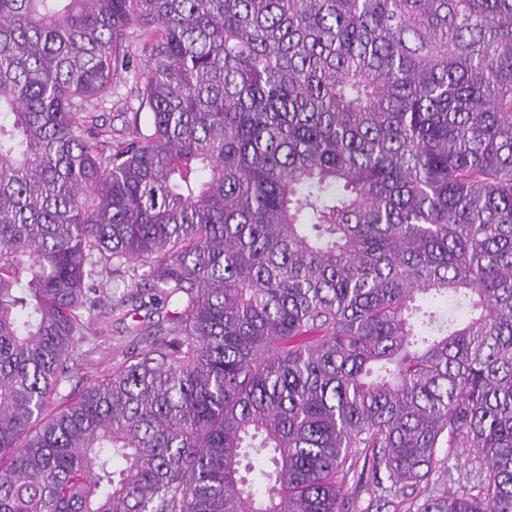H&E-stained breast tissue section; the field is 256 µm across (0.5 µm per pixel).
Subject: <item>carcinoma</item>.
Wrapping results in <instances>:
<instances>
[{
  "label": "carcinoma",
  "instance_id": "carcinoma-1",
  "mask_svg": "<svg viewBox=\"0 0 512 512\" xmlns=\"http://www.w3.org/2000/svg\"><path fill=\"white\" fill-rule=\"evenodd\" d=\"M441 448L488 476L431 486ZM350 483L512 512V0H0V512ZM131 324V319L114 321L108 327L107 335L98 337L94 335L95 326H91L88 335L81 343L82 356L77 362L74 377L66 383L63 394L69 391H78L85 384L86 379L100 377L123 360V356L131 351L135 342L126 333L125 326Z\"/></svg>",
  "mask_w": 512,
  "mask_h": 512
}]
</instances>
